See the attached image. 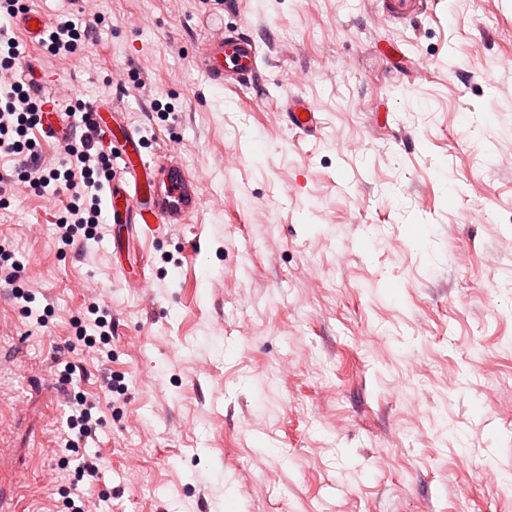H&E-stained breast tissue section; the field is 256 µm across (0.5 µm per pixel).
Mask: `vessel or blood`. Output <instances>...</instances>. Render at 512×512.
Listing matches in <instances>:
<instances>
[{
  "label": "vessel or blood",
  "mask_w": 512,
  "mask_h": 512,
  "mask_svg": "<svg viewBox=\"0 0 512 512\" xmlns=\"http://www.w3.org/2000/svg\"><path fill=\"white\" fill-rule=\"evenodd\" d=\"M49 18L37 10L17 15L12 27L18 30L28 46L44 42ZM195 59L207 82L223 89L250 86L258 70L253 39L241 31L226 32L219 40L198 41ZM91 130L103 143H111L114 114L111 105L99 103L88 107ZM282 115L289 128L307 134L316 133L318 118L311 103L299 96L287 97ZM42 130L47 137L68 139L70 125L62 112L50 109ZM167 148L151 154L135 151L123 158V178L112 184L107 206V219L112 224H140L157 233L170 224H184L197 211L196 180L174 159Z\"/></svg>",
  "instance_id": "1"
}]
</instances>
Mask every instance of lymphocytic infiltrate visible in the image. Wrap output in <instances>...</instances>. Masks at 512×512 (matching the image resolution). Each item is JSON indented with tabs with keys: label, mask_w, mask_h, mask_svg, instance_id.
I'll list each match as a JSON object with an SVG mask.
<instances>
[{
	"label": "lymphocytic infiltrate",
	"mask_w": 512,
	"mask_h": 512,
	"mask_svg": "<svg viewBox=\"0 0 512 512\" xmlns=\"http://www.w3.org/2000/svg\"><path fill=\"white\" fill-rule=\"evenodd\" d=\"M43 115L42 103L33 99L21 83L0 92V156L20 157L18 179L36 193H44L52 184L72 190L74 200L67 205L59 226L60 241L67 245L77 233H94L102 214L99 193L105 180L111 179L112 168L108 155L85 135L79 144L69 146L68 168H42L29 133L40 125Z\"/></svg>",
	"instance_id": "obj_1"
}]
</instances>
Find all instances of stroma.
Returning a JSON list of instances; mask_svg holds the SVG:
<instances>
[{"label": "stroma", "mask_w": 512, "mask_h": 512, "mask_svg": "<svg viewBox=\"0 0 512 512\" xmlns=\"http://www.w3.org/2000/svg\"><path fill=\"white\" fill-rule=\"evenodd\" d=\"M27 6L86 31L69 58L27 48L35 72L121 107L146 152L177 145L198 210L65 247L69 191L34 193L0 158V248L21 264L0 283V348L20 357L0 369V499L66 512L94 456L95 512H505L512 0L404 18L383 0ZM215 17L254 36L257 90L197 68ZM293 94L318 134L282 122ZM95 303L108 361L68 345ZM69 364L99 403L86 438L66 424Z\"/></svg>", "instance_id": "35a3bbf8"}]
</instances>
